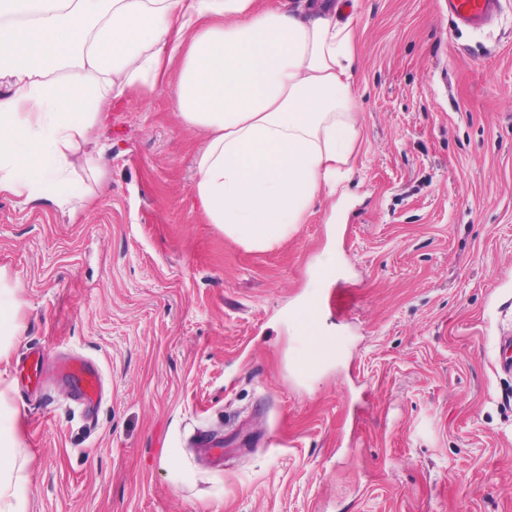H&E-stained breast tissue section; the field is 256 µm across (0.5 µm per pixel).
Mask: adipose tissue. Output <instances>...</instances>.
Returning <instances> with one entry per match:
<instances>
[{"instance_id": "adipose-tissue-1", "label": "adipose tissue", "mask_w": 512, "mask_h": 512, "mask_svg": "<svg viewBox=\"0 0 512 512\" xmlns=\"http://www.w3.org/2000/svg\"><path fill=\"white\" fill-rule=\"evenodd\" d=\"M176 59L179 116L203 134L207 222L248 248L287 237L335 194L361 139L352 25L292 0H0V195L83 209L92 191L73 176L101 174L93 129ZM22 289L0 269V512H29L6 379Z\"/></svg>"}]
</instances>
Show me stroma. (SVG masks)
Segmentation results:
<instances>
[{
	"label": "stroma",
	"mask_w": 512,
	"mask_h": 512,
	"mask_svg": "<svg viewBox=\"0 0 512 512\" xmlns=\"http://www.w3.org/2000/svg\"><path fill=\"white\" fill-rule=\"evenodd\" d=\"M330 2L357 33L362 140L272 249L203 216L175 63L97 128L90 206L0 195L29 512H512V0L477 31L447 0ZM315 293L338 298L317 358L291 323ZM54 344L100 365L94 419L67 382L38 400L19 380Z\"/></svg>",
	"instance_id": "stroma-1"
}]
</instances>
